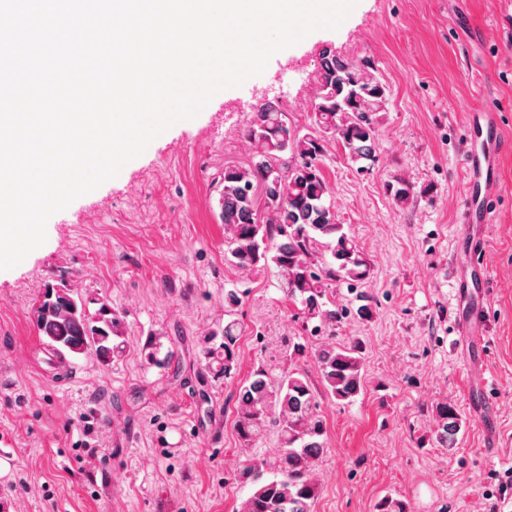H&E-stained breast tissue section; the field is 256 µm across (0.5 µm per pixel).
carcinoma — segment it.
<instances>
[{"label":"carcinoma","instance_id":"cac0c4a2","mask_svg":"<svg viewBox=\"0 0 512 512\" xmlns=\"http://www.w3.org/2000/svg\"><path fill=\"white\" fill-rule=\"evenodd\" d=\"M370 66L323 55L308 132L300 134L271 103L260 104L246 129L255 147L251 162L224 168L220 179L225 262L242 271L274 266L286 298L300 305L302 322L312 327L308 336L288 338L283 361L262 364L238 383L233 413L240 447L254 449L273 431L281 452L273 467L252 453L233 475L236 483L249 487L237 512H312L319 495L314 467L327 440L321 399L348 405L365 387L361 340L351 337L336 345L313 344L310 338L335 331L348 316L367 320L373 315L371 300L362 294L356 296L360 305L355 308L336 303V286L354 289L368 278L370 266L338 218L321 167L325 143L331 140L358 170L375 162L387 87L369 72ZM285 154L294 162H284ZM388 190L402 205L413 196L403 181ZM264 196L273 202L262 208ZM241 303L238 291L224 292L229 320L221 335L204 339L207 373L214 380L228 382L239 374L241 323L235 315ZM122 324L121 314L106 303L96 314L86 313L66 287L47 289L36 317L39 334L56 355H92L102 364L120 352L115 339L121 337ZM307 357L317 364L316 383L300 365ZM435 411L438 441L448 448L460 430L461 415L448 402Z\"/></svg>","mask_w":512,"mask_h":512}]
</instances>
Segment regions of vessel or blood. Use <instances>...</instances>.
Wrapping results in <instances>:
<instances>
[{
	"instance_id": "obj_1",
	"label": "vessel or blood",
	"mask_w": 512,
	"mask_h": 512,
	"mask_svg": "<svg viewBox=\"0 0 512 512\" xmlns=\"http://www.w3.org/2000/svg\"><path fill=\"white\" fill-rule=\"evenodd\" d=\"M499 127L493 114L473 113L468 118V147L464 153L463 166L466 182L460 210V233L470 239L471 248H483L486 237L483 229L491 223L492 213L488 207L494 189L496 174V146ZM467 262L465 252H458L452 263L451 274L455 303H463L469 296L465 287L463 269Z\"/></svg>"
}]
</instances>
